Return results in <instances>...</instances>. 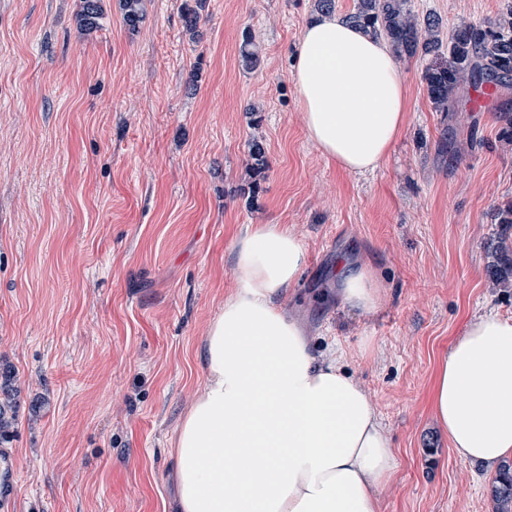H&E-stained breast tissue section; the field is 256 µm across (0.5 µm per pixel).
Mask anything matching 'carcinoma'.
<instances>
[{
    "label": "carcinoma",
    "instance_id": "carcinoma-1",
    "mask_svg": "<svg viewBox=\"0 0 512 512\" xmlns=\"http://www.w3.org/2000/svg\"><path fill=\"white\" fill-rule=\"evenodd\" d=\"M124 26L135 31L145 19V0H119ZM207 0H184L182 18L186 30L199 28ZM103 0H79L75 23L79 30L91 32L98 28L103 16ZM354 25L387 40L395 52L408 59L429 60L422 72L427 94L438 112L448 111L453 93L464 85L474 88L484 83L507 86L512 82V4L496 19L468 22L448 32L443 42L441 22L431 13L419 15L411 0H357L354 10L346 15ZM243 66L254 69L260 64L257 43L248 34L240 49ZM248 157L256 173L267 167L263 144L258 139L249 143ZM492 279L508 283L512 276V246L501 243L492 254ZM0 404V441L7 439L16 421V406L9 393L11 372L6 371ZM494 512H512V462L502 465L491 487Z\"/></svg>",
    "mask_w": 512,
    "mask_h": 512
}]
</instances>
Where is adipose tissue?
Instances as JSON below:
<instances>
[{
  "instance_id": "ef3b65f1",
  "label": "adipose tissue",
  "mask_w": 512,
  "mask_h": 512,
  "mask_svg": "<svg viewBox=\"0 0 512 512\" xmlns=\"http://www.w3.org/2000/svg\"><path fill=\"white\" fill-rule=\"evenodd\" d=\"M291 78L305 133L354 175L376 170L402 133L407 85L391 47L333 13L303 28ZM239 286L203 341L205 383L173 453L180 512H380L397 459L340 345L312 347L280 299L307 250L285 224L235 242ZM336 294L370 313L386 291L347 268ZM433 408L459 459L491 470L512 457V319L472 318L437 373Z\"/></svg>"
}]
</instances>
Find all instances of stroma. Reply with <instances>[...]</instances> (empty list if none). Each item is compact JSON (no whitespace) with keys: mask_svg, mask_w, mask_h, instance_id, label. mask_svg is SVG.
<instances>
[{"mask_svg":"<svg viewBox=\"0 0 512 512\" xmlns=\"http://www.w3.org/2000/svg\"><path fill=\"white\" fill-rule=\"evenodd\" d=\"M511 1L412 3L447 31ZM182 4L146 0L132 32L104 0L87 33L79 0H0V367L18 391L17 512H177L172 443L253 224L290 225L307 248L286 305L347 351L382 417L398 468L381 512H493L492 474L455 455L432 394L473 316L512 318V288L488 272L512 242V87L489 111L463 90L442 113L423 62L398 59L405 128L356 176L308 139L291 80L313 0H207L195 37ZM248 32L253 70L239 57ZM362 264L387 284L369 314L336 300L341 270Z\"/></svg>","mask_w":512,"mask_h":512,"instance_id":"stroma-1","label":"stroma"}]
</instances>
